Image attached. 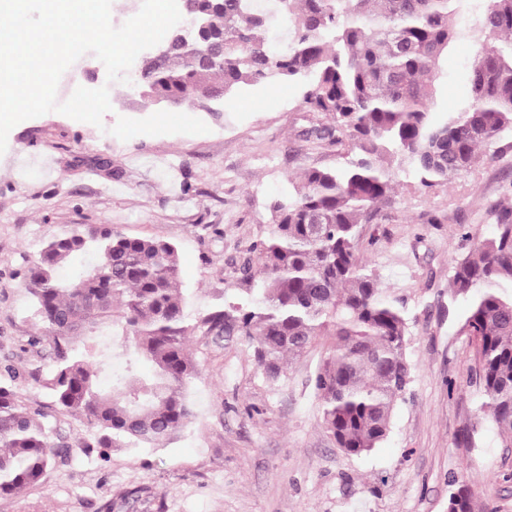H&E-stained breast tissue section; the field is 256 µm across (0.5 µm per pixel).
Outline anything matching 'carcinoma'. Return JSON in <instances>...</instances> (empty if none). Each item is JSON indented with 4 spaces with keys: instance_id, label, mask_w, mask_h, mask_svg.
I'll use <instances>...</instances> for the list:
<instances>
[{
    "instance_id": "carcinoma-1",
    "label": "carcinoma",
    "mask_w": 512,
    "mask_h": 512,
    "mask_svg": "<svg viewBox=\"0 0 512 512\" xmlns=\"http://www.w3.org/2000/svg\"><path fill=\"white\" fill-rule=\"evenodd\" d=\"M468 2L192 0L190 14L209 21L203 38L149 57L137 88L160 102L218 101L273 78L300 83L306 111L323 117L303 141L348 160L305 169L271 202V236L251 244L255 260L240 268L259 292L224 299L192 327L174 244L85 224L43 244L25 287L53 356L33 379L59 414L97 430L95 443L76 447L157 448L190 423L187 389L203 373L186 350L194 328L248 344L271 381L321 347L310 381L325 430L348 455L380 445L410 381L408 313L358 253L360 225L390 218L397 159L433 189L487 160L488 146L512 131V0H477L482 49L466 75L469 107L443 121L428 112L439 63L457 40L449 20ZM276 16L288 20L280 48L269 37ZM65 266L75 275L62 277ZM448 288L467 301L482 410L512 445V208L499 211L495 237L475 239L455 262ZM115 355L124 368L106 389L100 374ZM67 447L46 412L0 384V496L39 485ZM452 485L449 512H475L469 488Z\"/></svg>"
}]
</instances>
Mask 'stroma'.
Returning <instances> with one entry per match:
<instances>
[{"label":"stroma","mask_w":512,"mask_h":512,"mask_svg":"<svg viewBox=\"0 0 512 512\" xmlns=\"http://www.w3.org/2000/svg\"><path fill=\"white\" fill-rule=\"evenodd\" d=\"M474 17L452 19L458 42L443 60L430 105L437 119L469 102L466 73L480 44ZM75 86H108L101 125L50 112L10 131L0 155V366L12 365L25 402L50 409L31 379L50 364V346L25 287L43 242L74 224L112 225L130 236L174 243L189 322L257 289L240 268L253 242L272 230L270 204L307 167H336L330 146L291 145L310 118L301 86L277 80L196 111L209 133L111 132L118 118H144L121 82H108L91 53L63 74ZM489 158L434 189L400 190L389 221L360 228L359 248L381 285L409 313L410 383L391 430L372 453L351 456L325 431L308 382L319 358L293 360L268 381L246 343L214 344L193 332L187 349L202 365L191 384L192 421L164 447L76 444L95 431L61 420L74 447L37 487L0 497V512H448L452 480L477 504L512 512V446H505L484 396L469 383L475 342L463 328L464 300L452 298V267L472 238L496 235L494 209L512 205V134Z\"/></svg>","instance_id":"35a3bbf8"}]
</instances>
